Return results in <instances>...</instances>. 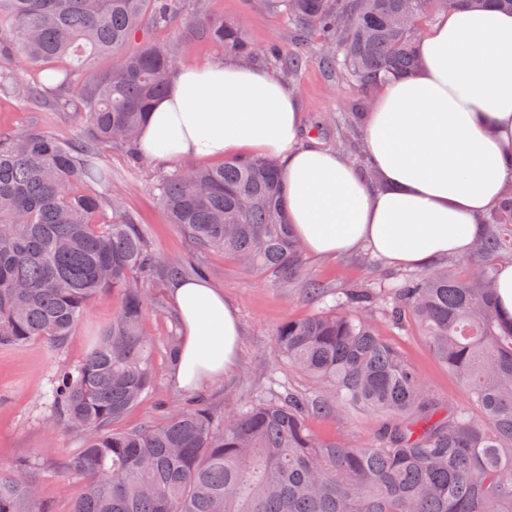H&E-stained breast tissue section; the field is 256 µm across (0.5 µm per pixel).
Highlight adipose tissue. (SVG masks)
<instances>
[{"label":"adipose tissue","instance_id":"1","mask_svg":"<svg viewBox=\"0 0 512 512\" xmlns=\"http://www.w3.org/2000/svg\"><path fill=\"white\" fill-rule=\"evenodd\" d=\"M416 52L420 67L383 84L366 116L375 181L340 152L300 144L298 97L236 60L174 72L138 149L159 162L278 160L288 221L314 255L366 246L389 264L419 269L466 256L512 185V13L442 12ZM169 295L182 327L174 383L191 391L224 377L237 360L235 308L203 280L173 281Z\"/></svg>","mask_w":512,"mask_h":512}]
</instances>
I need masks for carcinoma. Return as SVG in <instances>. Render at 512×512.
Returning <instances> with one entry per match:
<instances>
[{
  "label": "carcinoma",
  "instance_id": "cac0c4a2",
  "mask_svg": "<svg viewBox=\"0 0 512 512\" xmlns=\"http://www.w3.org/2000/svg\"><path fill=\"white\" fill-rule=\"evenodd\" d=\"M283 7L297 42L315 31L320 61L346 72L364 93L351 113L362 120L367 93L418 66L415 42L430 19L450 8L512 0H264ZM183 0H0V92L40 94L14 81L10 63L70 59L59 85L107 58L109 69L82 81L60 104L85 114L87 132L65 144L49 132L0 131V346L32 341L62 347L90 304L116 297L83 361L55 375L46 394L53 431H74L82 448L60 464L83 483L71 512H512V316L499 309L496 271L464 275L430 269L378 290L346 288L335 305L281 323L274 346L320 393L289 387L241 409L217 410L205 396L161 402L159 424L122 422L155 390L153 340L142 329L145 284L203 269L165 261L91 160L114 143L131 146L151 109L169 91L178 54L191 40L238 59L281 58L287 47H258L230 18H209L183 39H148ZM162 207L201 248L221 249L242 266L290 280L303 248L283 208L276 161L232 158L163 176ZM112 212L114 217L107 216ZM512 224V187L490 225ZM487 257L505 250L498 232ZM421 329L434 354L468 389L480 411L442 408L417 370L375 329L374 313ZM359 409L378 418L376 442L350 446L313 433L312 416ZM0 512H53L36 478L0 469Z\"/></svg>",
  "mask_w": 512,
  "mask_h": 512
}]
</instances>
